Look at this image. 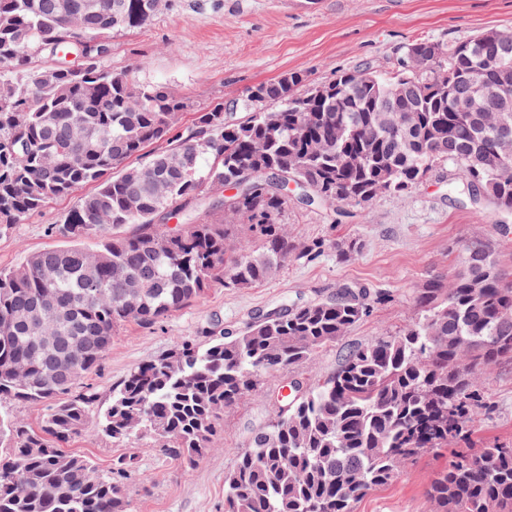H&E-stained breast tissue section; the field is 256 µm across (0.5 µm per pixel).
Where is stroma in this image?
<instances>
[{
	"mask_svg": "<svg viewBox=\"0 0 512 512\" xmlns=\"http://www.w3.org/2000/svg\"><path fill=\"white\" fill-rule=\"evenodd\" d=\"M490 29L512 30V0H168L150 24L105 37V65L138 86L160 84L186 107L181 128L195 113L221 102L228 118L243 116L238 103L247 88L288 72L321 83L336 71L371 63L391 70L412 41L448 43ZM452 166L438 163L412 193L378 196L368 207L343 203L307 205L288 198L284 221L296 243L326 241L320 256L290 259L277 275L247 288L214 286L205 298L173 312L153 327L123 326L97 368L83 382L109 399L113 384L138 365L165 354L177 339L202 341L203 327L221 323L238 329L259 312L283 301H318L346 285L366 288L371 308L336 343L269 379L224 415V431L193 467L163 455L151 439L115 446L96 421H88L70 451L111 467L115 457H134L146 487L133 491L131 512H224V477L255 432L277 415L274 395L282 384H313L336 371L353 346L390 335L416 322L413 293L427 276L454 278L455 243L492 236L496 257L512 270V215L485 200L452 193ZM90 191L75 188L48 201L21 223L0 232V269L19 266L35 252L65 246L58 227ZM351 237L359 249L337 256L334 240ZM493 409L477 425V445H512V362L477 376ZM450 456L443 449L405 464L387 485L371 491L357 512H432L426 489Z\"/></svg>",
	"mask_w": 512,
	"mask_h": 512,
	"instance_id": "1",
	"label": "stroma"
}]
</instances>
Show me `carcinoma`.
Instances as JSON below:
<instances>
[{
	"label": "carcinoma",
	"instance_id": "carcinoma-1",
	"mask_svg": "<svg viewBox=\"0 0 512 512\" xmlns=\"http://www.w3.org/2000/svg\"><path fill=\"white\" fill-rule=\"evenodd\" d=\"M84 17L83 40L140 28L152 0H0V230L48 200L95 185L58 232L69 244L0 269V401L47 403L35 428L0 416V512H129L132 485L145 484L135 459L99 470L67 445L95 417L117 444L151 437L160 451L194 464L224 425V413L260 391L262 377L311 358L369 312L346 287L335 297L284 305L245 330H211L206 346L182 340L112 388L103 405L81 385L116 331L150 327L199 301L213 286L252 288L293 257H315L326 242L302 246L283 222L288 183L311 200L366 207L377 190L405 196L432 166H453L450 189L512 210V145L494 143L498 119L512 132V93L491 94L481 109L462 107L474 78L512 88V34L484 31L450 44L432 42L423 67L401 56L382 73L370 65L338 71L323 95L299 72L255 85L243 120L224 119L218 102L177 126L185 103L160 84L136 86L82 51L78 67H39L42 54L75 53L60 39L59 7ZM244 181L216 205L204 189ZM181 214L184 227L166 222ZM245 225L253 242H228L224 219ZM137 225L127 235L124 228ZM85 239L96 241L88 260ZM491 255L460 262L415 291L420 319L394 336L350 349L336 373L255 433L224 477V512H356L357 503L418 456L462 441L434 478V512H512V446H469L492 409L476 384L486 366L512 361V273ZM140 282L131 307L121 276ZM82 340L67 375L48 379L39 337Z\"/></svg>",
	"mask_w": 512,
	"mask_h": 512
}]
</instances>
